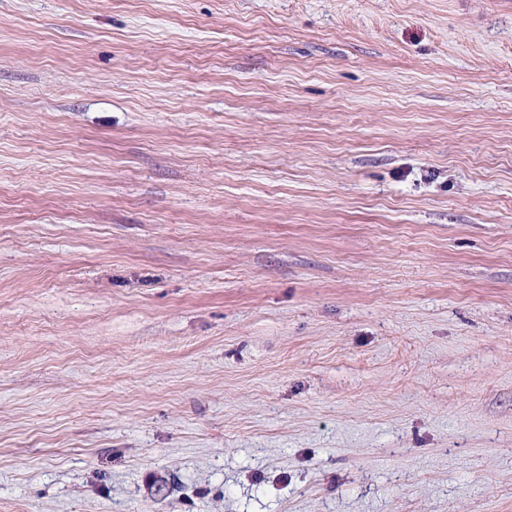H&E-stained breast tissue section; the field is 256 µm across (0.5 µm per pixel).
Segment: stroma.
Returning <instances> with one entry per match:
<instances>
[{"label":"stroma","instance_id":"35a3bbf8","mask_svg":"<svg viewBox=\"0 0 512 512\" xmlns=\"http://www.w3.org/2000/svg\"><path fill=\"white\" fill-rule=\"evenodd\" d=\"M0 512H512V0H0Z\"/></svg>","mask_w":512,"mask_h":512}]
</instances>
